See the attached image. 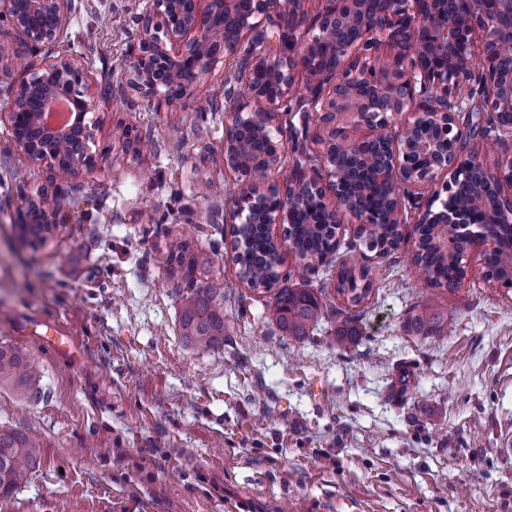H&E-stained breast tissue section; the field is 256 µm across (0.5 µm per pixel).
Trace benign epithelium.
I'll return each mask as SVG.
<instances>
[{"instance_id": "7a95c632", "label": "benign epithelium", "mask_w": 512, "mask_h": 512, "mask_svg": "<svg viewBox=\"0 0 512 512\" xmlns=\"http://www.w3.org/2000/svg\"><path fill=\"white\" fill-rule=\"evenodd\" d=\"M305 0H150L138 17L137 45L122 66V77L145 97L161 95L180 107L194 98L217 57L238 58L245 71L261 73L266 84L247 83L244 95L256 108L247 110L234 93L225 106L224 165L239 185L231 224H286L293 203L305 196L317 201L331 224H405L406 208L418 211L417 223L460 224L467 249L500 250L485 229L488 214L495 222L512 223V66L500 64L503 49L512 48V0H462L451 11L448 0H322L312 23H306ZM73 0H0V24L25 41L22 77L8 84L10 104L0 111L14 146L27 161L48 165L54 198L66 193L73 176L96 166L89 143L95 124L87 115L99 102L75 60L54 56L50 47L67 30ZM273 20L285 50L271 56L262 50L264 21ZM305 74L311 96L302 111L326 118L318 141L323 147L325 175L295 170L287 191L267 178L244 171L236 132L249 126L264 143L260 163L265 173L281 162L284 141L276 116L292 98L295 72ZM64 99L72 120L51 127L44 119L52 104ZM482 112L498 127L492 159L473 153L461 159L466 118ZM406 116L412 138H380ZM433 129L440 150L423 135ZM362 160L374 147L384 152L379 180L392 179L389 196L359 207L347 195L344 173L336 165V146ZM482 170L498 186L495 202L480 197L471 208L483 223L465 224L450 205L457 181ZM37 216L53 235L66 223L65 214L45 195H21L17 220Z\"/></svg>"}]
</instances>
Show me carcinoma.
<instances>
[{"mask_svg": "<svg viewBox=\"0 0 512 512\" xmlns=\"http://www.w3.org/2000/svg\"><path fill=\"white\" fill-rule=\"evenodd\" d=\"M380 171L379 156L372 152L365 163L363 187L374 191V175ZM338 225L327 223V217L317 205L309 204L287 226L288 245L308 269L324 264L330 254L340 250ZM488 231L500 241L502 251L487 258L485 265L492 276L504 287L512 288V269L504 256L512 253V224H489ZM419 238L413 257L427 286L456 291L464 282L463 254L465 241L456 224H420ZM360 248L376 252L388 244L399 245L401 225L366 224L358 227ZM231 235L240 245L233 256L239 265L242 279L252 288L275 290L271 300V319L285 334L303 338L309 335L324 315L325 304L320 291L313 288H289L282 285L279 267L281 252L276 241L266 232L263 224H234ZM358 256L350 247L344 254L337 271L336 291L348 296V302L357 306L369 296L372 281L364 266H357ZM168 265L183 271L186 293L180 297L179 326L185 342L199 350H212L224 346L227 324L224 321V283L215 279L203 286L196 285L193 275L197 260L191 254V243L175 238L167 249ZM360 313L342 311L336 315V346L345 348L359 336L357 322ZM408 330L416 336L448 335V313L435 303H426L409 318ZM36 378L34 363L21 351L0 346V387L7 386L26 394ZM41 461V448L37 441L18 434H0V497L9 496L26 481L28 472Z\"/></svg>", "mask_w": 512, "mask_h": 512, "instance_id": "obj_1", "label": "carcinoma"}]
</instances>
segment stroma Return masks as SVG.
Wrapping results in <instances>:
<instances>
[{"label":"stroma","instance_id":"35a3bbf8","mask_svg":"<svg viewBox=\"0 0 512 512\" xmlns=\"http://www.w3.org/2000/svg\"><path fill=\"white\" fill-rule=\"evenodd\" d=\"M147 6L75 0L52 48L82 62L99 101L98 164L70 181L66 224L35 247L16 223L19 195L49 188V171L0 123V343L38 368L29 393L0 388V433L42 449L0 512H512V455L500 451L512 437V290L484 278L472 249L463 285L440 294L453 334L406 332L430 294L410 222L396 250L366 256L373 291L354 344L337 347L327 319L302 339L280 331L270 293L240 278L224 222L235 62L218 60L181 108L141 97L120 68ZM125 129L154 148L134 154ZM203 175L217 195H198ZM272 233L288 286L335 279L306 271L283 225ZM177 236L206 261L198 283L224 281L223 347L181 336L182 275L166 265ZM40 322L66 328L70 350L37 339Z\"/></svg>","mask_w":512,"mask_h":512}]
</instances>
